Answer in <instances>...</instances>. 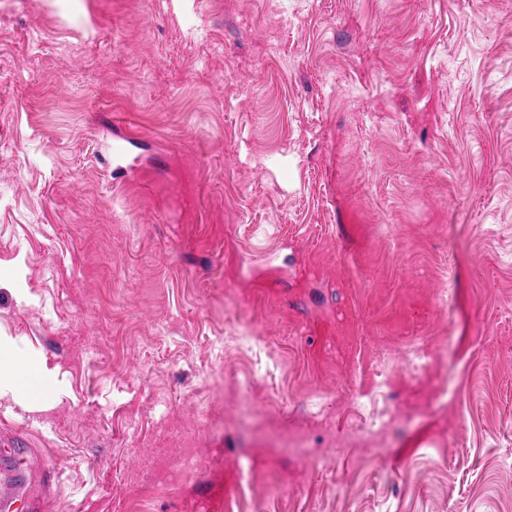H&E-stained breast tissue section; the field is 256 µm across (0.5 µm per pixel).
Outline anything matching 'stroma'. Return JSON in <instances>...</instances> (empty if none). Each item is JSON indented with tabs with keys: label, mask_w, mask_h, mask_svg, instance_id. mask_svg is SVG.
<instances>
[{
	"label": "stroma",
	"mask_w": 512,
	"mask_h": 512,
	"mask_svg": "<svg viewBox=\"0 0 512 512\" xmlns=\"http://www.w3.org/2000/svg\"><path fill=\"white\" fill-rule=\"evenodd\" d=\"M0 341L52 512H512V0H0ZM47 372L34 361L29 360L0 343V394L11 393L38 402L49 384Z\"/></svg>",
	"instance_id": "stroma-1"
}]
</instances>
